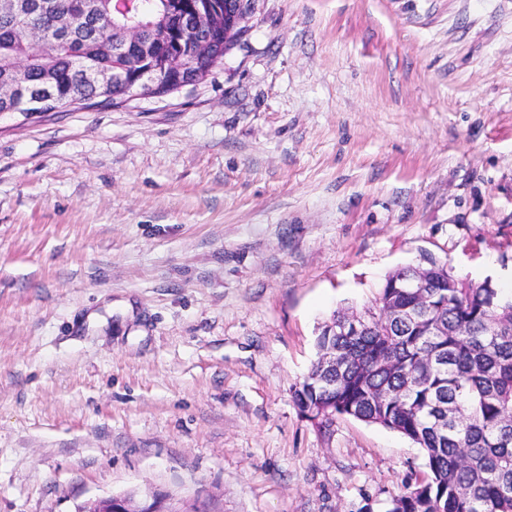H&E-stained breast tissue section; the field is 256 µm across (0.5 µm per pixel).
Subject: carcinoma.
Wrapping results in <instances>:
<instances>
[{
	"mask_svg": "<svg viewBox=\"0 0 512 512\" xmlns=\"http://www.w3.org/2000/svg\"><path fill=\"white\" fill-rule=\"evenodd\" d=\"M75 0H40L32 24L52 32L56 15ZM138 20L149 37L175 26L170 0H140ZM127 18L113 0H94L91 16L74 23L67 40L30 57V46L8 13L0 12V86L37 92L56 82L74 99L112 104L85 76L90 59L109 72L132 61L112 53ZM241 30L205 33L213 61ZM389 274L376 297L385 318L356 336L320 331L318 350L336 351V380L320 381L314 362L293 390L302 414L316 408L396 431L421 448L425 472L394 496L388 512H512V294L492 280L473 283L450 273L414 292Z\"/></svg>",
	"mask_w": 512,
	"mask_h": 512,
	"instance_id": "cac0c4a2",
	"label": "carcinoma"
}]
</instances>
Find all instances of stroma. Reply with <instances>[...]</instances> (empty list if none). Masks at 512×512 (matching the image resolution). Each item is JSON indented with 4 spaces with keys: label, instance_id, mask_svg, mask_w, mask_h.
Instances as JSON below:
<instances>
[{
    "label": "stroma",
    "instance_id": "obj_1",
    "mask_svg": "<svg viewBox=\"0 0 512 512\" xmlns=\"http://www.w3.org/2000/svg\"><path fill=\"white\" fill-rule=\"evenodd\" d=\"M426 257L512 285V0H252L201 86L0 115V512H386L420 448L292 393ZM154 506H148L150 503ZM188 510L184 504L167 495L153 494L146 498H137L134 495L108 496L97 498L86 503L78 512H198Z\"/></svg>",
    "mask_w": 512,
    "mask_h": 512
}]
</instances>
